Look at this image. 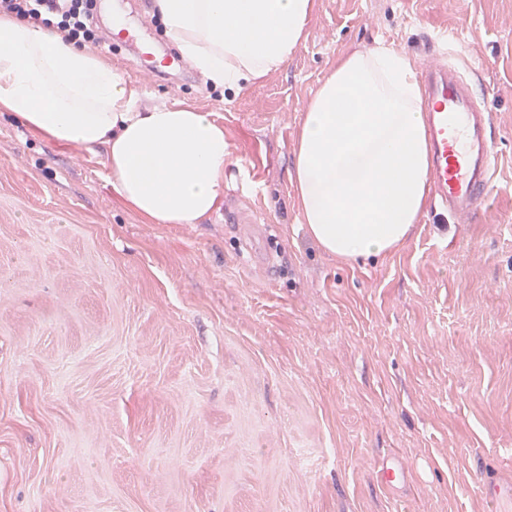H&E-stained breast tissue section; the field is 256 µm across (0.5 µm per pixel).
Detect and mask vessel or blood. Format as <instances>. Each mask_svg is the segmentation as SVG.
Here are the masks:
<instances>
[{
    "label": "vessel or blood",
    "instance_id": "obj_1",
    "mask_svg": "<svg viewBox=\"0 0 512 512\" xmlns=\"http://www.w3.org/2000/svg\"><path fill=\"white\" fill-rule=\"evenodd\" d=\"M430 180L449 214L477 219L494 187L491 114L477 88L440 63L424 73Z\"/></svg>",
    "mask_w": 512,
    "mask_h": 512
}]
</instances>
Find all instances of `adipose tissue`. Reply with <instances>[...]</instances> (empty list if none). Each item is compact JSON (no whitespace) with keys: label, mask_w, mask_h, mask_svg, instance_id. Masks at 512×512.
Returning a JSON list of instances; mask_svg holds the SVG:
<instances>
[{"label":"adipose tissue","mask_w":512,"mask_h":512,"mask_svg":"<svg viewBox=\"0 0 512 512\" xmlns=\"http://www.w3.org/2000/svg\"><path fill=\"white\" fill-rule=\"evenodd\" d=\"M167 39L212 86L283 69L314 0H156ZM413 62L381 46L340 58L305 113L290 175L301 222L345 262L387 254L419 223L430 146ZM0 112L45 141L107 148L112 189L148 224H198L224 201V127L149 104L121 71L54 29L0 15Z\"/></svg>","instance_id":"ef3b65f1"}]
</instances>
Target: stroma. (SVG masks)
Returning <instances> with one entry per match:
<instances>
[{
	"label": "stroma",
	"instance_id": "stroma-1",
	"mask_svg": "<svg viewBox=\"0 0 512 512\" xmlns=\"http://www.w3.org/2000/svg\"><path fill=\"white\" fill-rule=\"evenodd\" d=\"M440 30L486 92L494 189L475 223L429 208L349 265L300 222L304 111L340 56L383 45L420 68ZM96 52L145 101L210 113L233 165L220 212L146 224L104 148L0 115V512H501L485 481L512 482V0H316L288 64L236 94Z\"/></svg>",
	"mask_w": 512,
	"mask_h": 512
}]
</instances>
